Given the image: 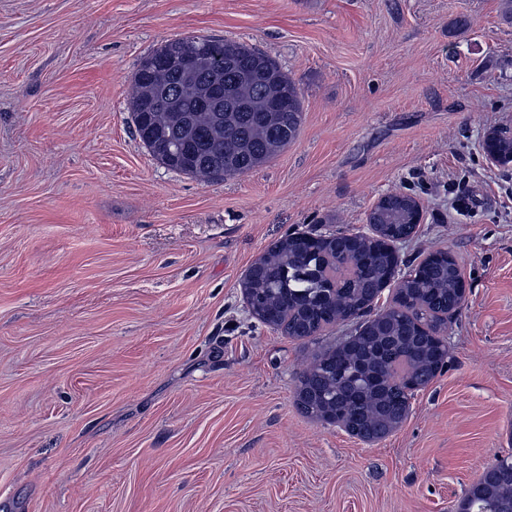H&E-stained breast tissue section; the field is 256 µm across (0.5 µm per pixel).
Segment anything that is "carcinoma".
Returning <instances> with one entry per match:
<instances>
[{"label": "carcinoma", "mask_w": 512, "mask_h": 512, "mask_svg": "<svg viewBox=\"0 0 512 512\" xmlns=\"http://www.w3.org/2000/svg\"><path fill=\"white\" fill-rule=\"evenodd\" d=\"M192 67H174L166 42L134 77L136 138L166 167L201 181L248 174L297 136L303 102L298 82L254 44L218 37L177 38ZM405 194L392 192L368 215L376 239L357 233L336 244L317 232L293 233L265 253L243 289L259 298L254 318L297 340L356 319L357 344L316 356L299 377L297 403L313 420L333 413L361 432L397 428L411 387L440 371L441 333L462 306L460 267L436 251L395 285L393 304L371 314L391 281L390 245L412 233ZM490 497L471 512H512V456L485 470Z\"/></svg>", "instance_id": "carcinoma-1"}]
</instances>
